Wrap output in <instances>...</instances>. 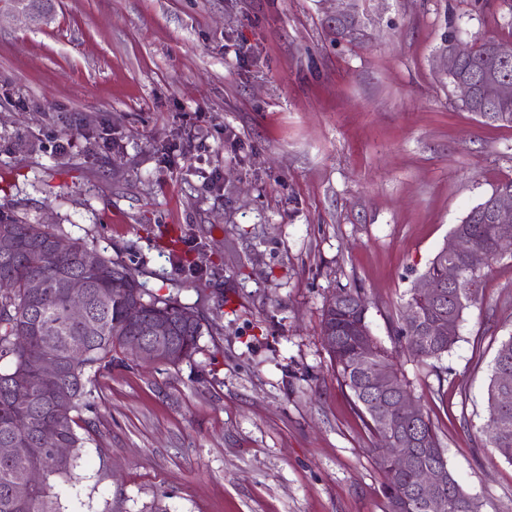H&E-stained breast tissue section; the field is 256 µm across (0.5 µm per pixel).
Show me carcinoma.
I'll return each mask as SVG.
<instances>
[{"instance_id": "carcinoma-1", "label": "carcinoma", "mask_w": 512, "mask_h": 512, "mask_svg": "<svg viewBox=\"0 0 512 512\" xmlns=\"http://www.w3.org/2000/svg\"><path fill=\"white\" fill-rule=\"evenodd\" d=\"M489 49L481 44L462 62L458 74L474 82L478 71L490 65ZM461 110L489 125L512 127V101L496 102L482 88ZM495 225L481 218L466 217L454 225L452 233L471 237L475 249L469 256H439L430 260L424 274L439 273L438 263L446 261L460 269L458 284L445 287L437 301L418 306L423 321L446 320L451 329L444 336H409L399 326L395 343L419 363L439 360L458 339L466 311L482 299L486 268L494 260L492 240ZM74 278L85 284V319L77 322L70 313L68 282ZM37 280L41 288L30 283ZM356 290L338 288L332 300L335 309L322 314L321 329L345 326L355 314L351 308ZM139 304L141 321L126 320L130 304ZM169 324L172 335L160 343L159 362L177 366L199 349L205 319L193 308L176 300L149 293L127 265L101 256L82 241L54 230L48 224H27L0 209V358H10L8 370L0 371V447L11 445L17 453L0 458V512H62L58 487L75 479L79 449L91 440L90 428L79 433L83 410L89 408L87 385L92 377L112 369V352L126 348L130 336H149L154 324ZM337 375L350 392L354 407L374 437H381L386 424L387 397L371 388L366 378L373 366L391 362L388 350L373 345L372 358L360 363L348 336L336 337L328 349ZM58 363L56 376L47 381L36 372L44 359ZM512 378V336L501 341L494 358L487 387L488 418L482 428L485 446L512 462V387L504 388L502 375ZM416 432L428 441L407 471L393 468L378 455L377 465L384 476L382 493L386 512H431L426 498L412 490L416 472L432 463L445 464L434 423L425 412L411 419L396 418L390 436ZM53 440L72 449L68 460L60 462L52 449ZM41 469L40 484L19 496L28 470ZM448 502L447 512H483V503L470 494L453 472L437 490Z\"/></svg>"}]
</instances>
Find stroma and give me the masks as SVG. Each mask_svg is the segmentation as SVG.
Segmentation results:
<instances>
[{
	"label": "stroma",
	"mask_w": 512,
	"mask_h": 512,
	"mask_svg": "<svg viewBox=\"0 0 512 512\" xmlns=\"http://www.w3.org/2000/svg\"><path fill=\"white\" fill-rule=\"evenodd\" d=\"M54 0L0 14V209L60 226L209 323L192 360L114 362L92 382L81 512H385L377 440L321 333L360 290L375 342L484 512H512V463L483 445L512 335V257L489 267L435 365L394 346L409 289L454 224L512 178V128L457 108L448 32L512 41L504 0ZM202 265L181 270L169 241ZM444 397H437V390ZM346 2V6L334 13H325L322 19L331 37L340 39L348 34L357 35L363 33L365 25L358 15L354 0H339ZM347 29L343 32L342 27Z\"/></svg>",
	"instance_id": "35a3bbf8"
}]
</instances>
